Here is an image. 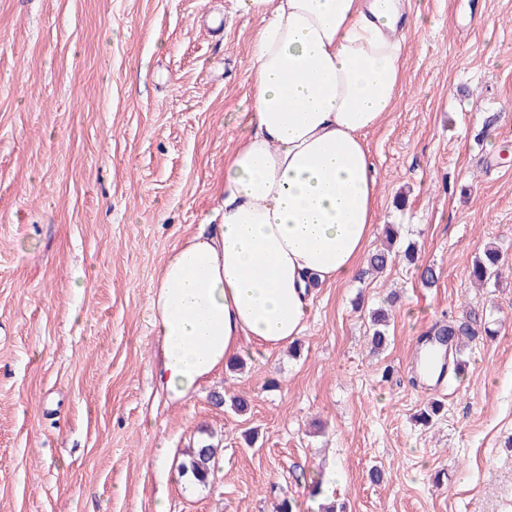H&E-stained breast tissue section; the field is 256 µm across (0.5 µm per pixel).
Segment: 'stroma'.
Here are the masks:
<instances>
[{"mask_svg": "<svg viewBox=\"0 0 512 512\" xmlns=\"http://www.w3.org/2000/svg\"><path fill=\"white\" fill-rule=\"evenodd\" d=\"M411 2L429 23L367 141L370 246L397 225L416 264L313 289L300 356L247 346L174 404L151 286L248 131L259 22L242 0H0V512H320L328 480L346 512H512V0ZM489 245L505 265L477 287ZM471 311L484 330L451 352L459 372L421 383L419 338ZM202 439L206 488L178 475Z\"/></svg>", "mask_w": 512, "mask_h": 512, "instance_id": "obj_1", "label": "stroma"}]
</instances>
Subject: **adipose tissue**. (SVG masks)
Masks as SVG:
<instances>
[{
  "label": "adipose tissue",
  "mask_w": 512,
  "mask_h": 512,
  "mask_svg": "<svg viewBox=\"0 0 512 512\" xmlns=\"http://www.w3.org/2000/svg\"><path fill=\"white\" fill-rule=\"evenodd\" d=\"M260 26L249 58L250 130L224 165L211 232L175 244L152 284L156 377L185 400L245 344L293 342L310 288L347 279L376 222L366 142L392 112L409 0H244Z\"/></svg>",
  "instance_id": "1"
}]
</instances>
